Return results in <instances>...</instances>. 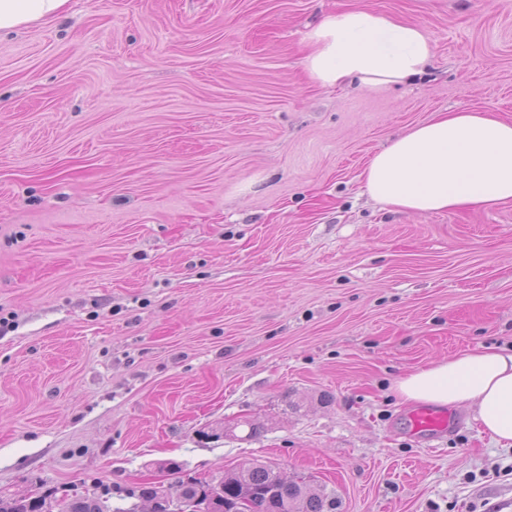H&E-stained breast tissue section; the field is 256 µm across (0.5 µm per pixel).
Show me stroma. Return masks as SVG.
<instances>
[{
    "mask_svg": "<svg viewBox=\"0 0 512 512\" xmlns=\"http://www.w3.org/2000/svg\"><path fill=\"white\" fill-rule=\"evenodd\" d=\"M350 9L422 25L428 74L312 81ZM460 110L512 120V0H69L0 37V498L147 512L142 483L257 460L336 512H512V447L465 405L417 437L394 390L512 345V204L361 179Z\"/></svg>",
    "mask_w": 512,
    "mask_h": 512,
    "instance_id": "35a3bbf8",
    "label": "stroma"
}]
</instances>
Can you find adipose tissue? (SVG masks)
<instances>
[{"label":"adipose tissue","mask_w":512,"mask_h":512,"mask_svg":"<svg viewBox=\"0 0 512 512\" xmlns=\"http://www.w3.org/2000/svg\"><path fill=\"white\" fill-rule=\"evenodd\" d=\"M69 0H0V34L54 21ZM304 59L323 86L369 93L425 76L433 48L423 29L370 10L326 18ZM362 179L375 201L405 212L512 203V122L492 112H444L374 154ZM407 403L466 404L496 443L512 446V350L480 347L430 362L395 384Z\"/></svg>","instance_id":"obj_1"}]
</instances>
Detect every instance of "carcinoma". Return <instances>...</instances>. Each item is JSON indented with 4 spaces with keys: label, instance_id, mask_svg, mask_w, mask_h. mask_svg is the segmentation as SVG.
<instances>
[{
    "label": "carcinoma",
    "instance_id": "cac0c4a2",
    "mask_svg": "<svg viewBox=\"0 0 512 512\" xmlns=\"http://www.w3.org/2000/svg\"><path fill=\"white\" fill-rule=\"evenodd\" d=\"M213 481L222 486L215 512H234L242 497L251 499V512H336V500L302 481L286 479L266 464L252 462ZM211 482L182 480L176 492L205 501L212 494ZM0 512H106V506L95 497L74 495L59 500L46 493L34 498H0Z\"/></svg>",
    "mask_w": 512,
    "mask_h": 512
}]
</instances>
